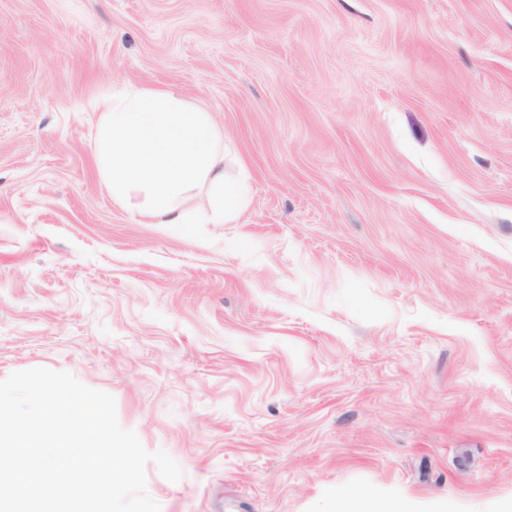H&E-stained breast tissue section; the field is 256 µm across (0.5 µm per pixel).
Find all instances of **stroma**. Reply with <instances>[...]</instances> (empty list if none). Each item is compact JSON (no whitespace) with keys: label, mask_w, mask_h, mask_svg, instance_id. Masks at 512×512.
<instances>
[{"label":"stroma","mask_w":512,"mask_h":512,"mask_svg":"<svg viewBox=\"0 0 512 512\" xmlns=\"http://www.w3.org/2000/svg\"><path fill=\"white\" fill-rule=\"evenodd\" d=\"M224 132L233 224H139L97 100ZM111 394L160 512L512 498V0H0V380ZM327 512H416L413 503L397 497L382 501L373 494L362 490H351L336 494L331 509Z\"/></svg>","instance_id":"obj_1"}]
</instances>
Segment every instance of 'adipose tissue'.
<instances>
[{
  "instance_id": "1",
  "label": "adipose tissue",
  "mask_w": 512,
  "mask_h": 512,
  "mask_svg": "<svg viewBox=\"0 0 512 512\" xmlns=\"http://www.w3.org/2000/svg\"><path fill=\"white\" fill-rule=\"evenodd\" d=\"M92 149L113 204L142 224H224L243 188L224 177V134L180 92L125 86L102 98ZM330 512H415L411 501L362 490L336 494Z\"/></svg>"
}]
</instances>
